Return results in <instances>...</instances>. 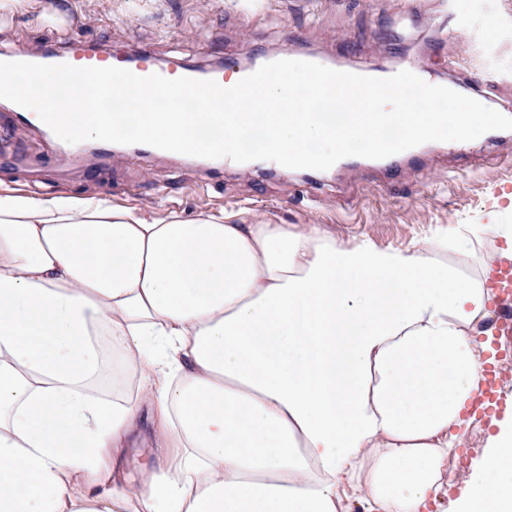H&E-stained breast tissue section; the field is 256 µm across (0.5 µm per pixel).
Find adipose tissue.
<instances>
[{"mask_svg":"<svg viewBox=\"0 0 512 512\" xmlns=\"http://www.w3.org/2000/svg\"><path fill=\"white\" fill-rule=\"evenodd\" d=\"M504 258L512 224L397 248L0 195V512H440ZM492 425L449 512H512Z\"/></svg>","mask_w":512,"mask_h":512,"instance_id":"obj_1","label":"adipose tissue"}]
</instances>
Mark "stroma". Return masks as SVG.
<instances>
[{"label": "stroma", "instance_id": "1", "mask_svg": "<svg viewBox=\"0 0 512 512\" xmlns=\"http://www.w3.org/2000/svg\"><path fill=\"white\" fill-rule=\"evenodd\" d=\"M84 25L73 29L70 14ZM470 30L448 31L438 0H0V49L53 48L70 37L123 54L149 50L157 64L177 55L200 68L231 59L246 64L276 51L292 35L303 51L334 55L343 65L379 68L441 46V76L495 73L500 87L491 108L512 101V0H489L467 10ZM500 39L487 40L489 31ZM358 43L349 55L345 41ZM475 156L446 146L426 148L419 163L402 162L390 189L359 183L353 166L338 170H284L252 180L246 169L201 183L190 158L135 157L116 147L102 160L86 145L80 165L32 166L45 143L16 128L12 107L0 100V194L37 198H106L113 206L192 220L223 214L252 224H323L338 237L369 236L403 246L438 224L512 223L502 196L512 193V133L475 139Z\"/></svg>", "mask_w": 512, "mask_h": 512}]
</instances>
